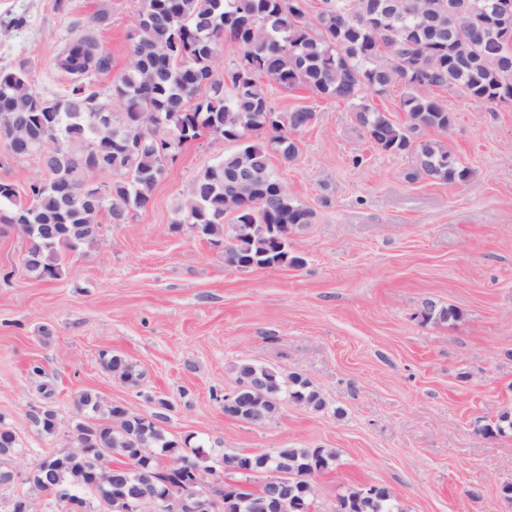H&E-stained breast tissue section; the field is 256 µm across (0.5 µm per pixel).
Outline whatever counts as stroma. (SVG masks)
Returning a JSON list of instances; mask_svg holds the SVG:
<instances>
[{
	"mask_svg": "<svg viewBox=\"0 0 512 512\" xmlns=\"http://www.w3.org/2000/svg\"><path fill=\"white\" fill-rule=\"evenodd\" d=\"M138 7L0 0V69L29 60L33 90L62 94L54 62L91 30L111 57L92 87L109 89L129 62ZM102 8L110 24L91 28ZM444 97L452 123L439 138L475 172L455 188L409 181L411 157L374 147L348 104L272 86L278 110L316 113L295 136L297 160L272 159L288 192L315 211L291 235L300 268L240 271L177 227L184 191L233 148L206 133L169 163L147 209L124 224L99 215L98 242L66 254L60 280L31 278L24 237L0 224V426L21 448L11 468L26 473L64 447L80 420L74 398L92 389L134 413L163 412L169 433L194 434L217 455L335 449L333 466L313 477L315 512L373 484L390 489L400 512H512L499 493L512 482V434L477 432L512 407V105ZM427 298L463 318L422 323ZM105 348L142 370L138 384L103 369ZM247 360L303 374L326 409L286 402L268 422L226 418L217 398L236 388ZM41 407L56 415L53 434L32 420Z\"/></svg>",
	"mask_w": 512,
	"mask_h": 512,
	"instance_id": "obj_1",
	"label": "stroma"
}]
</instances>
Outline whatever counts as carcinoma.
<instances>
[{
  "label": "carcinoma",
  "mask_w": 512,
  "mask_h": 512,
  "mask_svg": "<svg viewBox=\"0 0 512 512\" xmlns=\"http://www.w3.org/2000/svg\"><path fill=\"white\" fill-rule=\"evenodd\" d=\"M345 1L350 8L329 10L313 27L307 20L308 0H140L130 62L104 94L85 83L111 67L91 32L75 37L57 57L56 69L68 78L58 97L32 90L26 61L0 70V132L20 120L29 134L44 129L52 138L86 146L80 161L69 159V148L54 143L42 152L19 153L17 160L39 154L47 177L29 181L23 190L0 180V224L17 225L26 238L22 262L27 271L40 281L60 279L62 256L97 242L99 213L105 210L110 218L126 221L131 212L145 208L177 149L203 131L236 147L192 181L176 224L189 225L216 247L225 246L226 261L243 269L301 266L304 259L291 252L281 232L313 223L314 212L288 193L271 157L277 154L289 162L298 157L291 132L311 126L315 112L307 107L277 110L264 77L284 89L303 87L351 104L353 121L375 147L411 157L409 180L450 187L471 183L473 171L442 141L419 134L445 131L452 122L441 91L458 90L491 105L512 98V43L499 45L480 28L496 5L506 3L512 12V0H324ZM225 48L237 50L238 58L220 72L217 62ZM396 83L408 89L401 100L407 115L403 125L362 102L366 91L382 93ZM104 95L123 112L93 132L87 113ZM140 114L152 122V129L131 149L127 141L138 135L135 120ZM99 171L112 174L101 202L67 204L65 189L86 186V177ZM231 212L234 222L224 223ZM418 317L423 323H448L461 312L427 300ZM100 361L124 383L142 378L137 366L117 351L100 352ZM236 375L239 393L227 410L239 421H269L285 399L313 411L326 407L320 391L299 373L243 361ZM256 378L265 385L260 400L247 388ZM74 405L90 421L78 422L68 443L52 452L56 464L50 471L25 480L28 497L51 494L65 512H87L79 483L96 465L99 448L114 450L110 461L119 483L112 489V512H125L123 496L131 487H149L163 495L190 481L187 471L162 466L164 459H184L189 451L196 458L192 465L199 468L211 458L195 436L171 437L159 413L147 417L127 412L89 389L77 393ZM508 431L509 410L479 428L487 438ZM15 447L14 434L0 427V487L13 484L8 462ZM72 448H87L89 455L74 457ZM137 448H150L153 454L139 457ZM335 458L330 448L279 449L280 465L293 475L286 508L280 512H307L303 488ZM234 466L244 470L246 479L268 469L261 453L238 454ZM245 503L249 512H271L266 487L249 491L225 486L222 512H243ZM335 512H394L393 495L382 485L353 487L338 498Z\"/></svg>",
  "instance_id": "obj_1"
}]
</instances>
